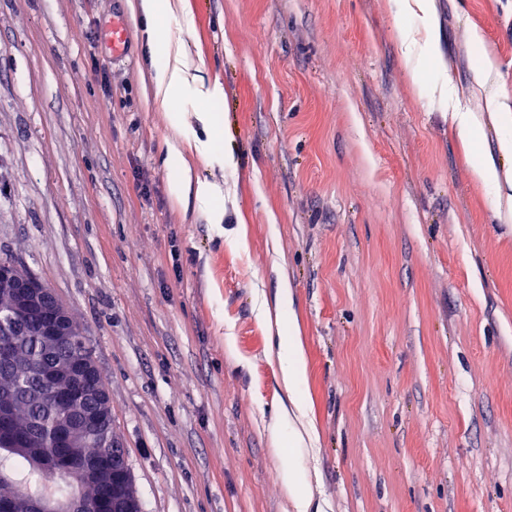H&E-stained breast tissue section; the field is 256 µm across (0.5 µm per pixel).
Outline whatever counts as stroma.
<instances>
[{
	"label": "stroma",
	"instance_id": "stroma-1",
	"mask_svg": "<svg viewBox=\"0 0 512 512\" xmlns=\"http://www.w3.org/2000/svg\"><path fill=\"white\" fill-rule=\"evenodd\" d=\"M429 3L475 157L512 170L489 107L512 111V0ZM186 5L165 32L223 85L233 158L187 160L224 228L246 217L245 252L171 199L148 19L126 12L116 63L110 0H0V259L79 325L143 512H294L275 438L293 406L253 306L284 283L329 512H512V187L493 202L440 89L416 94L390 0ZM448 112H450L452 127L458 135L461 147L469 157L478 139L479 120L473 112L463 110L456 104L451 88H448Z\"/></svg>",
	"mask_w": 512,
	"mask_h": 512
}]
</instances>
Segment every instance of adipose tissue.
<instances>
[{
  "label": "adipose tissue",
  "mask_w": 512,
  "mask_h": 512,
  "mask_svg": "<svg viewBox=\"0 0 512 512\" xmlns=\"http://www.w3.org/2000/svg\"><path fill=\"white\" fill-rule=\"evenodd\" d=\"M142 10L153 23L150 44L155 95L165 105L170 125L181 130L184 141L183 146H170L166 154V165L175 177L172 194L179 201L193 198L197 207L209 214L212 224H222L224 207L219 200V191L212 184L194 178L184 151L190 148L207 160L222 161L223 156L217 145L216 108L224 98V89L216 81L201 91L198 120L202 131L198 134L184 131L179 94L187 77L179 48L162 32L165 22L174 15L175 8L171 0H142ZM396 38L404 69L412 78L416 91L424 92L426 82L420 73L432 63L433 36L416 40L412 28L401 24L396 28ZM256 309L258 319L273 332L270 354L299 416L295 422L282 420L276 431L278 441L288 445L296 457L295 462L280 471L279 479L295 512H322L323 505L315 500L309 472L302 462L309 445L317 440L318 431L309 417L311 404L305 395L307 356L290 289L281 286L276 309H268L266 301L262 299L257 300Z\"/></svg>",
  "instance_id": "ef3b65f1"
}]
</instances>
